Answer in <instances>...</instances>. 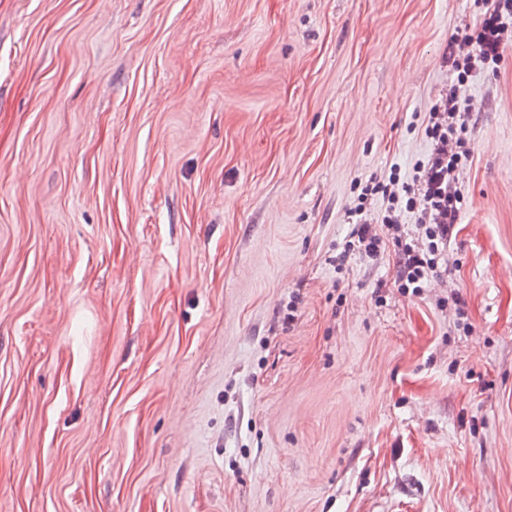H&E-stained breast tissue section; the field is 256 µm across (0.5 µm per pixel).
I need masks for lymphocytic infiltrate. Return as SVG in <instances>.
I'll list each match as a JSON object with an SVG mask.
<instances>
[{
	"mask_svg": "<svg viewBox=\"0 0 512 512\" xmlns=\"http://www.w3.org/2000/svg\"><path fill=\"white\" fill-rule=\"evenodd\" d=\"M512 30V0H495L480 13L475 24L453 37L448 48V67L455 81L448 89L443 110L432 112L425 135L432 144L426 160L416 166L412 179L390 175L387 181L371 180L362 187L358 204L348 211L352 226L345 252L377 254L383 242L378 227L397 225L399 211L418 213L414 236L394 237L397 257L396 282L403 293L420 294L425 281L440 273L448 241L465 207V197L455 185V173L471 156L466 150L470 114L462 110L459 88L473 74L497 70ZM382 196L388 207L379 222H371L365 207L368 197Z\"/></svg>",
	"mask_w": 512,
	"mask_h": 512,
	"instance_id": "lymphocytic-infiltrate-1",
	"label": "lymphocytic infiltrate"
}]
</instances>
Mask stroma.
<instances>
[{
  "label": "stroma",
  "instance_id": "35a3bbf8",
  "mask_svg": "<svg viewBox=\"0 0 512 512\" xmlns=\"http://www.w3.org/2000/svg\"><path fill=\"white\" fill-rule=\"evenodd\" d=\"M484 6L0 0V512H512V42L446 272L336 261Z\"/></svg>",
  "mask_w": 512,
  "mask_h": 512
}]
</instances>
